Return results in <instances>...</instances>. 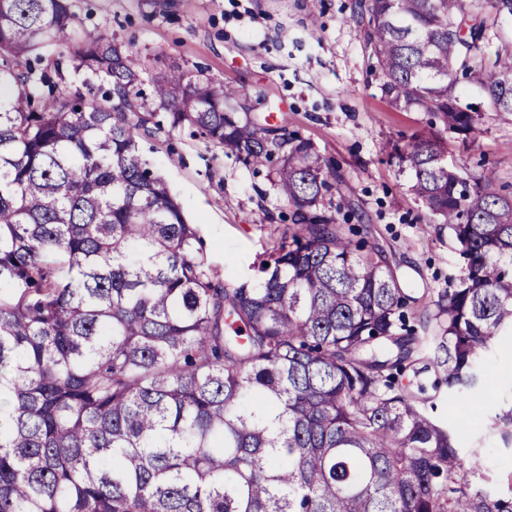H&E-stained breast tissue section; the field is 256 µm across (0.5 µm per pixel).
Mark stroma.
Returning <instances> with one entry per match:
<instances>
[{"instance_id": "1", "label": "stroma", "mask_w": 512, "mask_h": 512, "mask_svg": "<svg viewBox=\"0 0 512 512\" xmlns=\"http://www.w3.org/2000/svg\"><path fill=\"white\" fill-rule=\"evenodd\" d=\"M78 34L133 43L145 77L177 65L241 89L238 111L272 126L286 110L289 132L309 142L335 169L332 202L339 223L365 225L367 240L414 290L417 315L433 314L459 278L463 260L447 225L433 223L410 192L394 145L431 133L429 116L391 107L381 94L356 0H75ZM484 132L462 144L448 134V157L465 172L495 174L512 196V121L483 115ZM154 171L199 224L207 266L236 284L249 280L263 253L283 241L288 204L271 185V167L250 168L190 129L141 142ZM479 405L440 394L433 417L448 426L464 454L480 451L485 491L512 494V450L489 418L512 408V345L486 362Z\"/></svg>"}]
</instances>
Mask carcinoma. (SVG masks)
I'll return each mask as SVG.
<instances>
[{"label": "carcinoma", "mask_w": 512, "mask_h": 512, "mask_svg": "<svg viewBox=\"0 0 512 512\" xmlns=\"http://www.w3.org/2000/svg\"><path fill=\"white\" fill-rule=\"evenodd\" d=\"M380 89L434 134L394 149L411 192L460 245L439 329L381 253L325 204L333 176L286 127L226 105L176 66L145 83L136 47L77 39L72 0H0V512H512L478 452L428 412L476 402L512 339V199L448 162L443 133L512 116V0H359ZM67 49L91 97L38 72ZM478 86L483 109L458 89ZM196 129L245 165L278 160L288 240L251 281L216 282L199 225L139 141ZM512 447V408L490 417Z\"/></svg>", "instance_id": "obj_1"}]
</instances>
